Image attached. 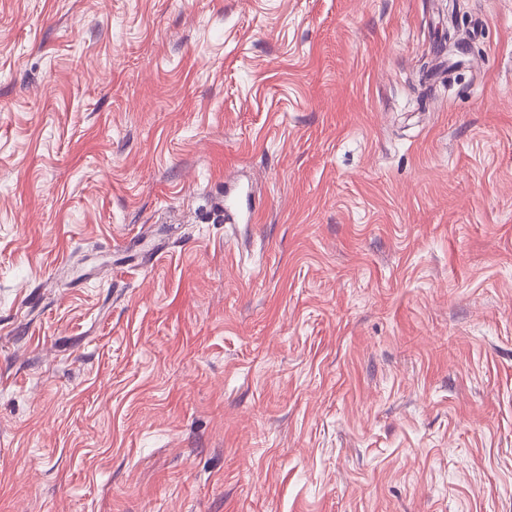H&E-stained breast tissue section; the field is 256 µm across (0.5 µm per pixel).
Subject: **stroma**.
<instances>
[{"mask_svg": "<svg viewBox=\"0 0 512 512\" xmlns=\"http://www.w3.org/2000/svg\"><path fill=\"white\" fill-rule=\"evenodd\" d=\"M0 512H512V0H0Z\"/></svg>", "mask_w": 512, "mask_h": 512, "instance_id": "35a3bbf8", "label": "stroma"}]
</instances>
